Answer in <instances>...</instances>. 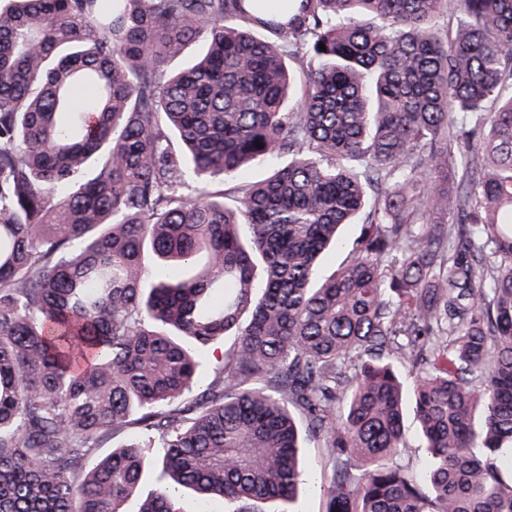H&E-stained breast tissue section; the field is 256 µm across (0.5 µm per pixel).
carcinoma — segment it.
<instances>
[{
  "mask_svg": "<svg viewBox=\"0 0 512 512\" xmlns=\"http://www.w3.org/2000/svg\"><path fill=\"white\" fill-rule=\"evenodd\" d=\"M310 438L326 512H512V0H0V512L291 504ZM404 431L409 448L397 458V461L410 472L418 473L424 465V452L421 448L417 423L412 414L408 415L405 420Z\"/></svg>",
  "mask_w": 512,
  "mask_h": 512,
  "instance_id": "obj_1",
  "label": "carcinoma"
}]
</instances>
